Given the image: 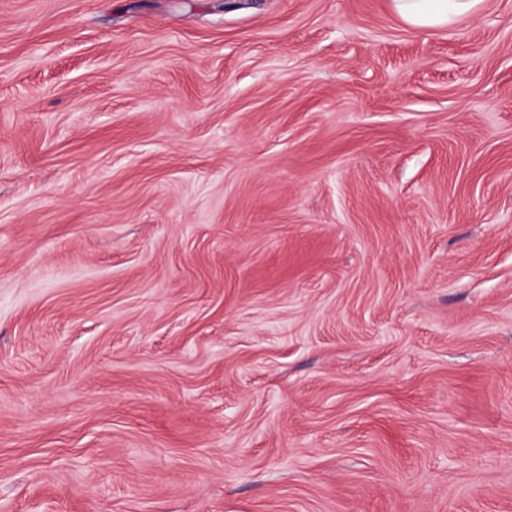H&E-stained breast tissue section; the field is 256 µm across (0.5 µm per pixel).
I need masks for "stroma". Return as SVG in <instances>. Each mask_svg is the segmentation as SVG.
Returning a JSON list of instances; mask_svg holds the SVG:
<instances>
[{"label":"stroma","mask_w":512,"mask_h":512,"mask_svg":"<svg viewBox=\"0 0 512 512\" xmlns=\"http://www.w3.org/2000/svg\"><path fill=\"white\" fill-rule=\"evenodd\" d=\"M0 512H512V0H0ZM399 15L416 27L445 26L476 14L483 0H393Z\"/></svg>","instance_id":"35a3bbf8"}]
</instances>
